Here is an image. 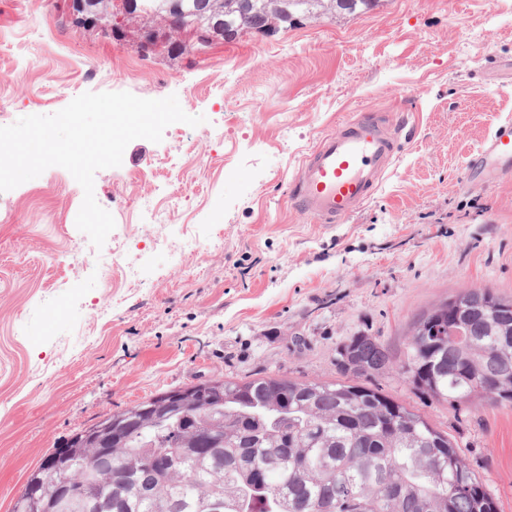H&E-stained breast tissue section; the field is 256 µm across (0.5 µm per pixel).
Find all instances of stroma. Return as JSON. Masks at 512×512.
<instances>
[{
	"label": "stroma",
	"mask_w": 512,
	"mask_h": 512,
	"mask_svg": "<svg viewBox=\"0 0 512 512\" xmlns=\"http://www.w3.org/2000/svg\"><path fill=\"white\" fill-rule=\"evenodd\" d=\"M71 4L0 0V126L123 91L176 95L205 121L134 140L96 173L115 228L86 263L70 260L88 237L68 172L45 170L0 209V512L54 448L112 412L215 378L333 381L338 347L359 333L394 363L370 385L448 432L512 512V406L456 411L396 369L434 304L469 288L512 299V172L473 184L466 170L512 118V0H378L202 51L123 0L95 26ZM360 112L406 118L401 151L346 223H318L290 201L294 174ZM162 236L193 246L176 259ZM115 250L139 281L112 267Z\"/></svg>",
	"instance_id": "35a3bbf8"
}]
</instances>
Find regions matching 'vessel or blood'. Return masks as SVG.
<instances>
[{"label":"vessel or blood","mask_w":512,"mask_h":512,"mask_svg":"<svg viewBox=\"0 0 512 512\" xmlns=\"http://www.w3.org/2000/svg\"><path fill=\"white\" fill-rule=\"evenodd\" d=\"M401 146L399 130L366 113L324 136L293 179L292 204L322 224L344 223L381 187ZM495 166L512 167V126H499L469 161L476 176Z\"/></svg>","instance_id":"obj_1"}]
</instances>
